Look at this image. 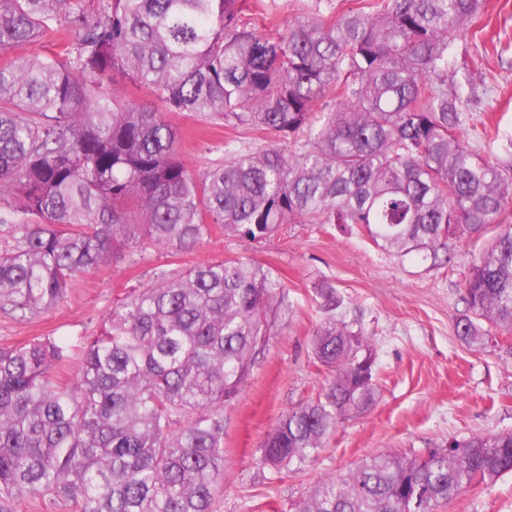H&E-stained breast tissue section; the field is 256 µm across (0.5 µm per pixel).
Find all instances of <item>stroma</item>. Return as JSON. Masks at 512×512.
Here are the masks:
<instances>
[{"mask_svg":"<svg viewBox=\"0 0 512 512\" xmlns=\"http://www.w3.org/2000/svg\"><path fill=\"white\" fill-rule=\"evenodd\" d=\"M448 84L460 89L462 108L512 139V0H487L482 12L455 32ZM470 66L473 86L458 83ZM180 131L181 157L196 171L223 157L226 139L239 131L206 125L187 113H168ZM497 233L461 236L448 246L459 257L451 267L401 259L378 248L355 226L285 224L274 236L251 243L215 228L209 240L183 255L124 252L77 279L57 308L34 318L0 311V347L50 337L65 348L57 374L79 368L86 339L99 333L112 307L147 287L160 271L213 259L249 256L285 281L267 345L234 405L225 413L224 478L215 512H293V505L325 476L348 473L363 457L390 452L411 457L473 434L512 431V332L494 330L492 343L471 346L454 332L465 312L460 300L463 261ZM335 287L350 315L361 317L372 337L379 395L362 415L343 422L317 457L276 473L263 465L261 448L278 417L317 398L327 376L311 348L323 321L321 284ZM438 512H512V473L493 484L453 494Z\"/></svg>","mask_w":512,"mask_h":512,"instance_id":"1","label":"stroma"}]
</instances>
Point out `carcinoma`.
Masks as SVG:
<instances>
[{
  "label": "carcinoma",
  "instance_id": "carcinoma-1",
  "mask_svg": "<svg viewBox=\"0 0 512 512\" xmlns=\"http://www.w3.org/2000/svg\"><path fill=\"white\" fill-rule=\"evenodd\" d=\"M483 0H313L268 31L243 0H0V52L58 29L50 56L0 65V310L57 307L74 279L134 248L189 252L216 226L260 243L282 224H353L437 267L448 239L500 231L467 261L456 335L512 331V164L448 95L450 35ZM120 75L169 112L254 134L196 172L161 112L114 95ZM285 284L247 256L162 273L112 308L65 383L49 338L0 348V512L52 495L77 512H214L224 411L264 350ZM314 330L324 392L282 413L278 472L316 457L376 402L372 337L331 286ZM512 472V432L411 458L378 453L323 478L295 512H436Z\"/></svg>",
  "mask_w": 512,
  "mask_h": 512
}]
</instances>
